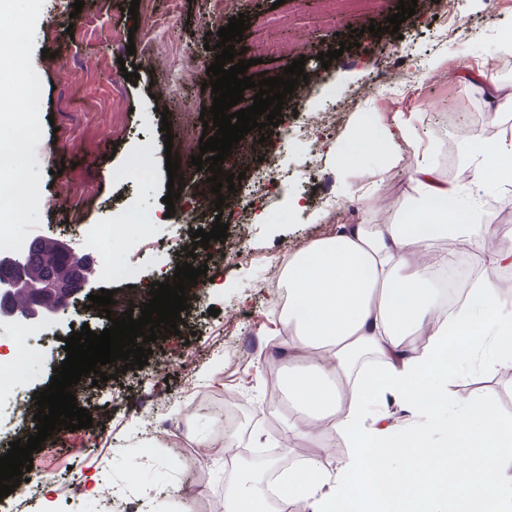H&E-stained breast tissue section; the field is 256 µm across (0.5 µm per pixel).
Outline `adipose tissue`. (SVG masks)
<instances>
[{
    "mask_svg": "<svg viewBox=\"0 0 512 512\" xmlns=\"http://www.w3.org/2000/svg\"><path fill=\"white\" fill-rule=\"evenodd\" d=\"M468 171L471 182L512 186V138L474 147ZM411 180L419 198L402 223L344 227L284 266L288 347L299 359L288 371V395L304 424L329 420L357 446L335 478L312 463L282 476L283 504L303 500L305 512H512V422L486 401L441 419L448 397L436 381L485 344L511 367L512 314L485 278L441 317L425 274L435 239L477 249L489 225L462 206L458 185L442 181L432 163H418ZM418 340L425 348L416 356ZM365 351L379 362L352 382L353 362ZM386 391L401 393L425 423L395 434L368 427L364 407ZM437 430L448 433L439 447L430 439ZM471 445L482 459L468 454Z\"/></svg>",
    "mask_w": 512,
    "mask_h": 512,
    "instance_id": "obj_1",
    "label": "adipose tissue"
}]
</instances>
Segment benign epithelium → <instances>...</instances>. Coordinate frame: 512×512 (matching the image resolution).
<instances>
[{"label":"benign epithelium","instance_id":"obj_1","mask_svg":"<svg viewBox=\"0 0 512 512\" xmlns=\"http://www.w3.org/2000/svg\"><path fill=\"white\" fill-rule=\"evenodd\" d=\"M54 255L74 262L76 271L63 278L48 263L38 277L28 276L22 262L12 260L14 269L0 276V318L21 319L35 324L67 308L88 283L85 272L92 270L89 257L78 255L71 245L52 239Z\"/></svg>","mask_w":512,"mask_h":512}]
</instances>
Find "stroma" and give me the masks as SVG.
Listing matches in <instances>:
<instances>
[{"instance_id":"1","label":"stroma","mask_w":512,"mask_h":512,"mask_svg":"<svg viewBox=\"0 0 512 512\" xmlns=\"http://www.w3.org/2000/svg\"><path fill=\"white\" fill-rule=\"evenodd\" d=\"M74 0H0V27L23 24L22 38L0 41V139L12 133L13 115L35 119L36 158L30 186L43 199L29 211L22 233L55 236L75 252L89 255L96 268L89 280L100 290H149L152 282L173 276L185 262L192 229H210L212 217L176 216L158 226V244L135 247L131 257L139 269L135 282L108 279L101 256L81 243L85 226L108 224L115 208L127 203L164 212L168 172L162 120L173 135L189 133L199 140L202 108L213 102L203 89L205 70L177 84L170 98L157 99L159 85L170 79L175 55H186L203 43L216 45L217 35H204L212 0H147L138 15L128 13L131 0H84L73 13ZM274 0H238L237 12L268 23V38L282 45L290 59H304L306 70L320 67L318 53L339 50L363 18L356 6L341 0H299L298 10L284 11ZM457 23L446 27L439 0H417L416 12L402 22L398 34L360 37L357 47L342 52L324 70L325 80L307 90L287 131H275L260 143L255 156L232 153L225 167L241 174L236 184L240 209L227 213L230 237H242L244 256L226 263L223 288L190 289V307L182 311L181 335L170 336L143 369L104 384L93 397L112 406L102 424L105 442L89 445L74 458L67 447L35 450L38 465L20 494L0 500V512H171L190 500L194 512H205L211 499L224 495L227 482L224 450L217 435L245 448H273L277 454L262 465L243 463L237 475L264 484L265 472H281L315 463L335 475L352 452L350 444L326 425L311 432L296 430L298 410L268 397L270 374L285 375L291 353L285 335L280 297L267 284L268 271L343 224H397L417 199L412 169L429 158L442 180L458 184L464 207L478 209L491 230L482 251H468L464 260L505 246L502 233L512 228V189L469 185L465 169L475 143L494 145L512 135V55L498 43L512 31V0H456ZM161 23L171 38L168 52L148 49L152 23ZM316 51L302 55L301 42ZM134 51H127V44ZM130 57L139 77L126 81L118 61ZM321 68V67H320ZM407 76L405 85L383 87L377 78L391 69ZM168 116H161L160 107ZM340 108L333 126L312 135L319 114ZM409 119V137H396L391 153L371 142L352 143L347 133L357 115H376L391 123L395 114ZM353 152L360 161L341 168L337 153ZM274 155L279 178L271 189L250 190L266 155ZM146 172L142 179L118 180L133 161ZM300 199L303 208L291 207ZM290 212L288 223L268 222V210ZM218 316H210L209 308ZM448 409L457 411L473 400L494 403L512 420V367L486 360L449 368ZM239 397L242 421H225L224 395ZM174 423L170 438L152 433L149 418ZM101 490L87 495L89 476ZM53 491H46L45 482ZM195 484L194 496L183 487Z\"/></svg>"}]
</instances>
